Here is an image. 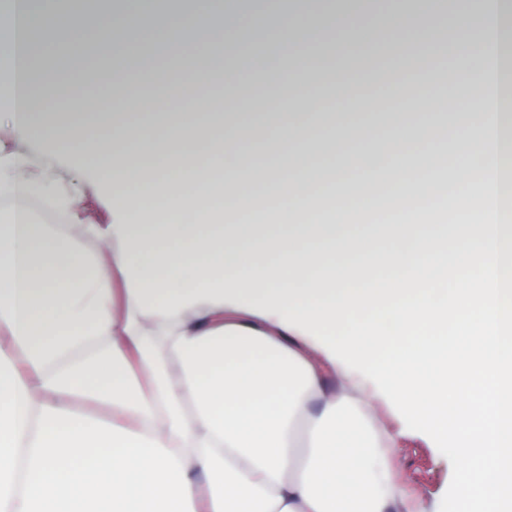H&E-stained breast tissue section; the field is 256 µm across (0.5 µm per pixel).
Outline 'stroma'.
I'll use <instances>...</instances> for the list:
<instances>
[{
	"label": "stroma",
	"mask_w": 512,
	"mask_h": 512,
	"mask_svg": "<svg viewBox=\"0 0 512 512\" xmlns=\"http://www.w3.org/2000/svg\"><path fill=\"white\" fill-rule=\"evenodd\" d=\"M409 5V0H358L359 17L352 30H332L326 36L304 43L297 54L289 46H280L278 72L274 75L255 54L253 44L243 39L240 32H233L234 49L224 55L223 66L239 70L240 78L236 106L228 112L229 122L252 131L260 151L275 158L286 150L279 133L281 118L275 106L279 100L293 102L300 108L310 100H319L320 107L314 112L313 120L320 125L347 121L364 126L386 125L397 121L400 113L380 110L379 102L398 98L399 77L409 70L420 69L430 76L435 95L446 100L467 101V85L451 80L450 75L470 70L473 58L460 54L458 45L463 40L472 39V32L453 31V21L448 17L437 21V28L446 30L447 35L438 42L437 62H429L411 50L414 35L400 31L391 22L398 11ZM353 35L360 37L365 48L356 65L348 64L343 50ZM159 44L156 31L143 28L126 50L140 59L147 78L160 80L170 72L184 75L194 67V56L183 47L166 52L160 50ZM296 71L302 75L298 84L290 79L291 73ZM61 81L86 85L103 107L121 109L125 106L121 93L107 82L99 61H85L65 69ZM265 85L273 87L275 99L254 101L257 87ZM354 148L363 155L365 163L351 173L350 180L375 184V192L347 210L337 212L324 208L320 214L328 223L347 224L352 232L367 236L374 223H395L399 204L392 196L391 184L399 180L400 175L393 169L394 147L390 142L359 141ZM447 151V157L434 160V175L420 174L414 178L412 190L435 197L436 201L446 204L448 212L464 211L470 222H479L481 213L470 208L466 195V168L472 159L462 154L459 144L453 140L449 141ZM0 153L25 155L34 175L41 168H51L57 180L81 194V215L87 223H111L104 190L80 166L75 156L60 153L39 132H32L27 140L21 141L15 138L8 125H0ZM335 177L332 170L326 171L321 181L298 174L297 191L290 198L279 195L270 182L256 180L255 189L263 201L262 208L253 211L242 207L226 211L224 221L228 224H277L286 218L295 224L306 222L303 202L324 198ZM380 419L386 428L399 434L391 461L404 486L413 495L419 512H439L452 477L449 460L428 436L407 429L394 407H382Z\"/></svg>",
	"instance_id": "obj_1"
}]
</instances>
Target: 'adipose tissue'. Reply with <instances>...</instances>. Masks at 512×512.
Wrapping results in <instances>:
<instances>
[{"instance_id":"obj_1","label":"adipose tissue","mask_w":512,"mask_h":512,"mask_svg":"<svg viewBox=\"0 0 512 512\" xmlns=\"http://www.w3.org/2000/svg\"><path fill=\"white\" fill-rule=\"evenodd\" d=\"M312 2L314 11L291 16L290 36L353 25L354 13ZM431 2L479 33L460 45L484 62L463 76L479 109L462 136L442 126L422 144L405 121L376 135L394 144L408 174L463 139L482 159L468 170L482 220L411 224L363 241L332 224L225 223V209L252 192L254 166L224 149L250 135L225 127L222 100L205 99L195 130L160 125L150 118L159 95L142 92L138 73L122 66L112 84L144 121L128 125L117 113L101 122L99 103L77 83L66 96L81 122L53 118L60 69L87 50L88 13L53 11L65 39L51 48L38 37L43 14L33 0H11L5 121L18 139L37 128L78 155L106 192L112 221L83 223L72 191L23 178V156L0 157V194L10 199L0 209V512H413L387 463L397 435L375 422L376 389L281 318L295 300L361 287L372 272L405 274L452 244L495 242L499 273L512 270L499 183L512 167V142L499 135L512 116V46L500 24L512 0ZM188 4L198 30L188 39L197 48L192 84L201 87L213 80V49L255 14L251 0L229 18L223 0ZM282 111L285 142L307 146L308 167L333 163L316 143L350 150L355 140L352 126L298 120L287 104ZM163 139L177 148L203 139L212 152L176 176L158 151ZM34 196L67 223H38ZM290 237L298 248L284 247ZM87 239L108 243L111 261L90 256ZM77 401L107 408V419L78 413Z\"/></svg>"}]
</instances>
